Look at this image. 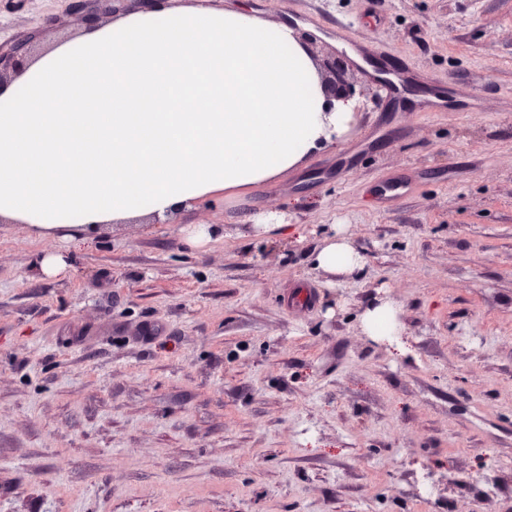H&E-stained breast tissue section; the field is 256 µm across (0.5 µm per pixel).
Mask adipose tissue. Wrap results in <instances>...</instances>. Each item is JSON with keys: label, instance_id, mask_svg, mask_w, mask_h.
<instances>
[{"label": "adipose tissue", "instance_id": "obj_1", "mask_svg": "<svg viewBox=\"0 0 512 512\" xmlns=\"http://www.w3.org/2000/svg\"><path fill=\"white\" fill-rule=\"evenodd\" d=\"M324 104L299 23L242 4L129 12L0 88V219L85 243L216 192L246 199L351 128L355 100ZM363 263L340 226L314 257L333 283ZM362 325L390 343L402 331L386 297Z\"/></svg>", "mask_w": 512, "mask_h": 512}]
</instances>
